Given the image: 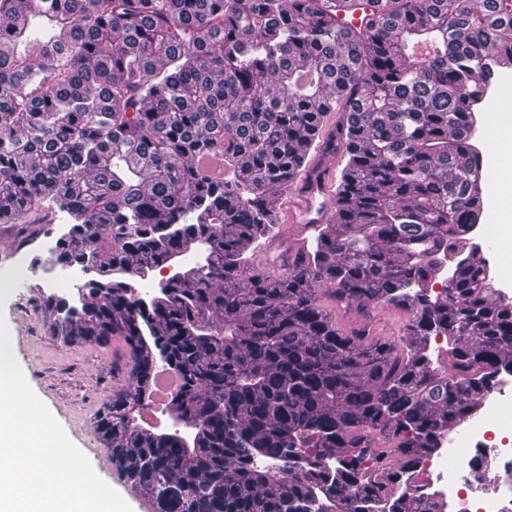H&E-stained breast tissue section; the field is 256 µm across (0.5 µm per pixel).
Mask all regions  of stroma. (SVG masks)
<instances>
[{"label": "stroma", "mask_w": 512, "mask_h": 512, "mask_svg": "<svg viewBox=\"0 0 512 512\" xmlns=\"http://www.w3.org/2000/svg\"><path fill=\"white\" fill-rule=\"evenodd\" d=\"M20 245L19 231L13 225L0 224V318L16 338V361L98 476L123 497L131 512H154L148 497L117 476L112 458L94 430L99 411L125 383L127 350L123 340L98 347L65 343L48 335L47 296L57 289L76 293L80 281L69 267L23 269L14 257Z\"/></svg>", "instance_id": "1"}]
</instances>
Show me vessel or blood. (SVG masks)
I'll list each match as a JSON object with an SVG mask.
<instances>
[{
    "label": "vessel or blood",
    "mask_w": 512,
    "mask_h": 512,
    "mask_svg": "<svg viewBox=\"0 0 512 512\" xmlns=\"http://www.w3.org/2000/svg\"><path fill=\"white\" fill-rule=\"evenodd\" d=\"M379 0H347L345 7L330 15V23L350 34H363L374 13L380 12ZM336 171H323L320 179L301 176L295 186L280 196L273 206L283 222L293 224H330L336 209Z\"/></svg>",
    "instance_id": "vessel-or-blood-1"
}]
</instances>
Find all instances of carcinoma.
<instances>
[{
  "label": "carcinoma",
  "mask_w": 512,
  "mask_h": 512,
  "mask_svg": "<svg viewBox=\"0 0 512 512\" xmlns=\"http://www.w3.org/2000/svg\"><path fill=\"white\" fill-rule=\"evenodd\" d=\"M336 2L0 0V224L66 217L43 265L91 273L46 331L124 340L95 431L154 512H443L415 468L512 374V300L472 237L512 0H386L360 39L323 22ZM316 143L346 159L336 220L273 277L242 242L275 235L269 195ZM319 286L362 318L339 329ZM383 305L407 333L380 336ZM160 364L167 432L140 423Z\"/></svg>",
  "instance_id": "1"
}]
</instances>
